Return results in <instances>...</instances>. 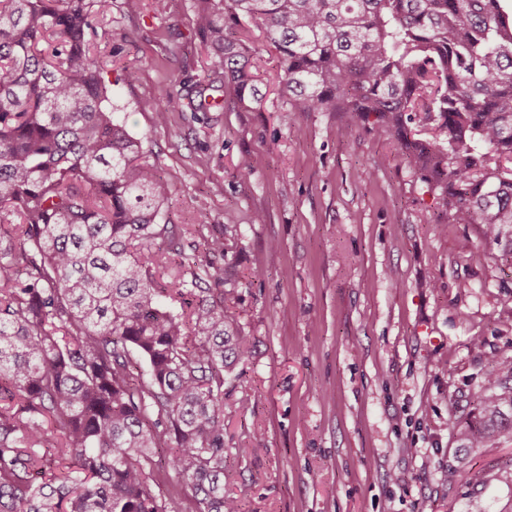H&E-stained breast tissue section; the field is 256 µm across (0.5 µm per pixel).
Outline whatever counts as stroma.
Returning <instances> with one entry per match:
<instances>
[{"mask_svg":"<svg viewBox=\"0 0 512 512\" xmlns=\"http://www.w3.org/2000/svg\"><path fill=\"white\" fill-rule=\"evenodd\" d=\"M195 3L112 0L91 48L115 117L170 188L167 220L186 228L174 275L223 268L251 348L224 384L225 494L242 512H512V442L463 450L449 427L512 359V251L449 223L394 137L286 111L261 31V107L193 110L213 78ZM175 89L185 106L157 119ZM474 471L484 485L468 486ZM148 486L172 506L192 497L164 461Z\"/></svg>","mask_w":512,"mask_h":512,"instance_id":"stroma-1","label":"stroma"}]
</instances>
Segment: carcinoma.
<instances>
[{
	"instance_id": "cac0c4a2",
	"label": "carcinoma",
	"mask_w": 512,
	"mask_h": 512,
	"mask_svg": "<svg viewBox=\"0 0 512 512\" xmlns=\"http://www.w3.org/2000/svg\"><path fill=\"white\" fill-rule=\"evenodd\" d=\"M112 0H0V512H168L158 449L224 495V375L250 355L224 268L165 283L177 224L143 140L113 116L88 34ZM278 51L290 112H341L394 137L451 224L512 246V16L500 0H201L208 69L259 104L242 20ZM171 292L186 312L163 308ZM136 352L148 364L133 376ZM461 448L512 441V361L497 363Z\"/></svg>"
}]
</instances>
